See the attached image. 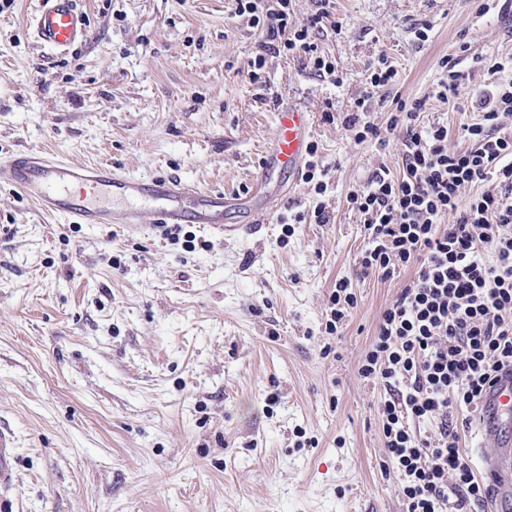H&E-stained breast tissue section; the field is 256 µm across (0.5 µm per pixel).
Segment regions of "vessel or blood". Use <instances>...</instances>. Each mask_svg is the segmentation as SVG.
Wrapping results in <instances>:
<instances>
[{
    "mask_svg": "<svg viewBox=\"0 0 512 512\" xmlns=\"http://www.w3.org/2000/svg\"><path fill=\"white\" fill-rule=\"evenodd\" d=\"M31 26L37 43L59 53L83 43L88 36L85 14L77 0H38ZM276 134L262 153L244 200L266 212L297 183L309 152L312 117L291 105L275 114ZM9 183L47 214L73 224H123L140 230L196 224L227 239L258 233L257 224L224 220L227 193L202 190L179 179L120 171L107 164L48 158L32 151L0 157V172ZM482 435L495 448L484 455L487 477L496 480L501 512H512V369L500 373L482 403ZM15 436L0 427V512L15 485Z\"/></svg>",
    "mask_w": 512,
    "mask_h": 512,
    "instance_id": "1",
    "label": "vessel or blood"
}]
</instances>
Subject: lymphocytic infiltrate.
Returning a JSON list of instances; mask_svg holds the SVG:
<instances>
[{
	"instance_id": "f902f5d3",
	"label": "lymphocytic infiltrate",
	"mask_w": 512,
	"mask_h": 512,
	"mask_svg": "<svg viewBox=\"0 0 512 512\" xmlns=\"http://www.w3.org/2000/svg\"><path fill=\"white\" fill-rule=\"evenodd\" d=\"M315 4L299 23L292 0H233L234 15L247 18L259 38L251 82L261 80L268 58L300 54L319 77L342 85L315 41L324 25L341 24L330 19V0ZM468 50L463 44L439 59L433 94L452 109L462 97L473 102L477 121L459 126L469 148H449L447 123L421 121L423 99L398 101L391 125L399 130L401 176L376 174L347 196L367 238L364 273L388 280L415 269L358 366L361 377L386 390L378 414L405 512H476L490 495L460 450L456 413L477 412L487 388L512 367V136L499 131L501 116L512 113V79L504 77L505 64L486 58L490 83L467 91L459 64ZM395 75L386 57L370 65L350 118L359 141L377 134L359 113ZM488 179L498 191L463 198L467 185Z\"/></svg>"
}]
</instances>
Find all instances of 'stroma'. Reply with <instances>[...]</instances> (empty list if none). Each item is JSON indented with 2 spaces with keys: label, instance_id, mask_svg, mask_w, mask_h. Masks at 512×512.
Wrapping results in <instances>:
<instances>
[{
  "label": "stroma",
  "instance_id": "obj_1",
  "mask_svg": "<svg viewBox=\"0 0 512 512\" xmlns=\"http://www.w3.org/2000/svg\"><path fill=\"white\" fill-rule=\"evenodd\" d=\"M332 0L341 30L316 42L342 73L334 86L305 57L247 66L257 34L232 0H80L87 42L60 54L30 27L35 0L0 12V155L32 150L194 186H249L275 134L276 103L314 118L327 191L298 183L254 237L195 224L128 232L42 214L0 179V426L17 441L11 512H403L385 469L380 383L359 376L383 312L414 267L383 280L346 202L402 167L397 99L427 97L424 122L470 103L432 99L440 57L468 43L512 59V12L498 0ZM430 26L429 39L414 38ZM397 72L375 91L359 142L346 120L368 68ZM323 199L330 221L316 223ZM303 215L286 231L289 217ZM358 304L336 334L326 309L338 280Z\"/></svg>",
  "mask_w": 512,
  "mask_h": 512
}]
</instances>
